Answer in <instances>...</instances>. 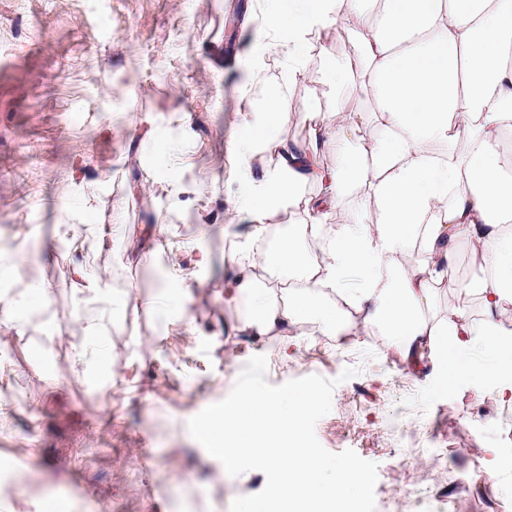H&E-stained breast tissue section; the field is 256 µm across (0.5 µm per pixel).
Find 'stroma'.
Masks as SVG:
<instances>
[{"label":"stroma","instance_id":"1","mask_svg":"<svg viewBox=\"0 0 512 512\" xmlns=\"http://www.w3.org/2000/svg\"><path fill=\"white\" fill-rule=\"evenodd\" d=\"M278 0H0V285L47 291L22 329L0 333V512H229L265 475L228 477L187 423L223 400L254 355L274 385L340 381L316 425L329 451L378 465L376 512H496L512 498V391L469 380L441 389L411 372L377 327L349 310L345 335L306 322L254 336L248 296L226 302L248 228L224 193L228 148L255 85L283 84L288 62L254 66ZM336 39L311 41L287 85L281 133L305 142L303 115L334 108L316 77ZM170 258L162 285L146 276ZM106 299L77 311L81 275ZM113 310L103 343L112 383L73 374L76 315ZM447 449L445 458L428 454ZM25 476L15 490L17 476Z\"/></svg>","mask_w":512,"mask_h":512}]
</instances>
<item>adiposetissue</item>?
Instances as JSON below:
<instances>
[{
	"instance_id": "1",
	"label": "adipose tissue",
	"mask_w": 512,
	"mask_h": 512,
	"mask_svg": "<svg viewBox=\"0 0 512 512\" xmlns=\"http://www.w3.org/2000/svg\"><path fill=\"white\" fill-rule=\"evenodd\" d=\"M331 29L351 47L324 52L319 75L339 97L363 76L370 108L308 113L310 140L301 147L281 135L288 116L274 98L229 149V180L247 186L232 200L250 227L234 284L253 300L247 326L266 336L307 321L326 332L346 324L350 305L409 362L430 358L440 385L465 377L512 390V335L500 329L512 317V161L502 153L512 133V0H279L257 54L286 56L296 81L311 36ZM329 142L336 158L325 166ZM309 182L317 193H304ZM354 188L356 206L375 220L342 218L321 260L309 263L305 242L322 236ZM285 209L299 218L296 234L266 246ZM409 249L420 260L400 264ZM464 249L481 270L471 283L477 322L455 308L435 313L436 292ZM260 270L303 286L276 305ZM352 271L359 287L345 285Z\"/></svg>"
}]
</instances>
